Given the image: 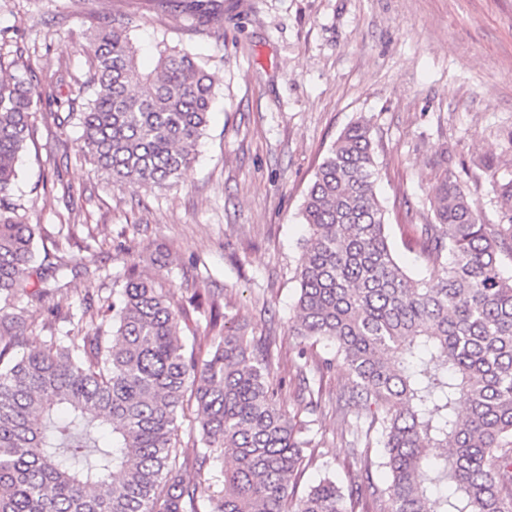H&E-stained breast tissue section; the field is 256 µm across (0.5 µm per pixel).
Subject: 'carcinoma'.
<instances>
[{"instance_id":"obj_1","label":"carcinoma","mask_w":512,"mask_h":512,"mask_svg":"<svg viewBox=\"0 0 512 512\" xmlns=\"http://www.w3.org/2000/svg\"><path fill=\"white\" fill-rule=\"evenodd\" d=\"M90 98L76 113L81 151L114 183L173 186L195 157L212 103V76L195 54L165 44L144 71L125 30L90 38ZM35 92L24 75L0 78V321L38 267L67 269L43 248L14 199L17 162L32 133ZM420 227L428 275L393 254L376 192L367 121L348 127L314 175L302 216L308 235L295 274L291 331L334 343L349 374L352 427L387 482L391 512H512L511 249L481 218L448 157L437 163ZM93 335L50 339L20 356L23 337L0 332V512H354L363 487L325 477L298 492L306 467L302 424L279 401L272 350L218 332L208 357L179 334L196 295L177 305L150 278L130 275ZM195 404L196 473L224 457L221 490L190 481L177 462L179 418ZM111 427L101 447L97 434ZM444 454L429 457V449Z\"/></svg>"}]
</instances>
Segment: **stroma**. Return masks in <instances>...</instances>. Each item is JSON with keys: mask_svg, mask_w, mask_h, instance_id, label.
Wrapping results in <instances>:
<instances>
[{"mask_svg": "<svg viewBox=\"0 0 512 512\" xmlns=\"http://www.w3.org/2000/svg\"><path fill=\"white\" fill-rule=\"evenodd\" d=\"M103 24L123 26L153 67L157 43L186 48L212 74L214 102L197 158L176 187L115 184L80 151L68 114L91 71L83 47ZM0 66L25 67L35 91L34 140L15 199L55 240L66 284L9 308L25 351L51 337L93 333L81 303L110 297L129 269L175 300H214L226 332L272 341L281 403L306 426L308 488L360 472L346 403L347 373L320 370L335 346L292 335L295 269L306 236L301 208L314 173L359 117L372 125L396 258L425 271L417 231L434 215L427 195L447 158L487 223L512 226L501 184L512 180V0H224L201 23L145 0H0ZM322 389L311 404L299 377Z\"/></svg>", "mask_w": 512, "mask_h": 512, "instance_id": "1", "label": "stroma"}]
</instances>
